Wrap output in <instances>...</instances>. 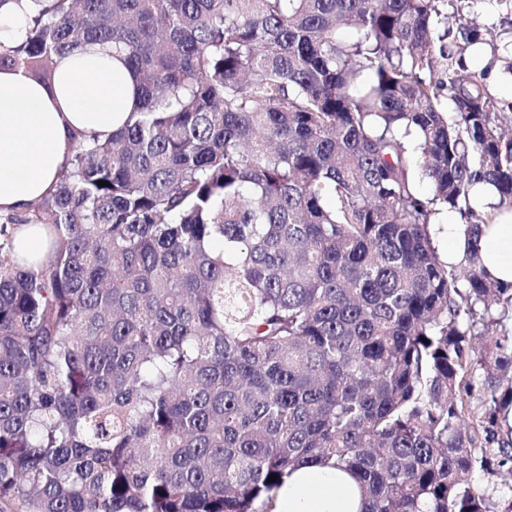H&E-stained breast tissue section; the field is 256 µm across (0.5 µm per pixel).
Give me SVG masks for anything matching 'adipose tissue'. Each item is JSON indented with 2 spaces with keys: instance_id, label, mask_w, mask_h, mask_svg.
I'll use <instances>...</instances> for the list:
<instances>
[{
  "instance_id": "ef3b65f1",
  "label": "adipose tissue",
  "mask_w": 512,
  "mask_h": 512,
  "mask_svg": "<svg viewBox=\"0 0 512 512\" xmlns=\"http://www.w3.org/2000/svg\"><path fill=\"white\" fill-rule=\"evenodd\" d=\"M31 0H0V44L25 36ZM136 103L134 78L109 48H76L59 61L53 88L20 69L0 71V212L21 213L43 197L79 136L122 127ZM481 262L489 275L512 283V211L485 225ZM258 512H359V485L348 473L307 463L261 498Z\"/></svg>"
}]
</instances>
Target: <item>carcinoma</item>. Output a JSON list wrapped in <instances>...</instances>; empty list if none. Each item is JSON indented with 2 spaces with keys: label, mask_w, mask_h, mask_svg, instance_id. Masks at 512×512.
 Listing matches in <instances>:
<instances>
[{
  "label": "carcinoma",
  "mask_w": 512,
  "mask_h": 512,
  "mask_svg": "<svg viewBox=\"0 0 512 512\" xmlns=\"http://www.w3.org/2000/svg\"><path fill=\"white\" fill-rule=\"evenodd\" d=\"M472 3L34 0L0 68L50 88L110 45L138 104L0 216V512H257L308 461L361 512H512V284L479 261L512 137ZM455 217H461V220L465 224L464 217L460 213L450 209H448V211H443L438 216L439 220H437V222L439 224L435 225L437 230L434 232L433 236L434 246L439 258L444 261L445 254L447 252L448 264H457L463 257L465 247L463 234L464 224H459L456 220H450L448 222V219ZM443 224H447L448 240L445 235V228Z\"/></svg>",
  "instance_id": "carcinoma-1"
}]
</instances>
